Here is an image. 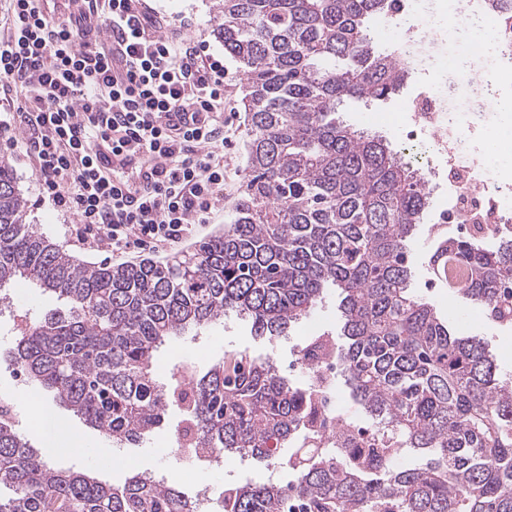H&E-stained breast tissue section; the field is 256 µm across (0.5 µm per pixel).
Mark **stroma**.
I'll return each instance as SVG.
<instances>
[{
    "mask_svg": "<svg viewBox=\"0 0 512 512\" xmlns=\"http://www.w3.org/2000/svg\"><path fill=\"white\" fill-rule=\"evenodd\" d=\"M218 0H144L145 9L152 12L158 22L168 29L205 42L209 54L224 62V115L233 122L234 136L231 145L224 149V198L218 204L209 224L200 229L196 237L182 243V250H189L207 240L211 235L231 223L235 209L241 199V184L247 166V145L250 131V115L245 111L242 100L246 84L235 61L226 58L223 45L215 38L213 29L217 22ZM400 97L381 101L369 106L353 102L342 112V119L354 128L380 135L404 160L419 161L427 165V158L421 157L416 143L404 135V119L400 109ZM0 157L6 158L17 177L19 186L27 200L26 223L34 225L66 252L93 264H120V257L101 252L74 241L66 226L70 219L41 199L38 181L32 160L24 149L11 146L5 137H0ZM448 199L442 195L431 198V204L418 225L411 242L413 284L416 292L434 306L437 313L448 319L466 336H478L489 343L496 356L499 372L503 379L512 381V327L499 325L488 318L480 306L454 298L447 288L432 286V276L427 266L428 253L433 246L429 237L430 227L438 211L446 208ZM11 292L14 309L0 317V396H13V421L16 430L28 440L32 448L43 453L47 462L57 469L79 471L95 469L99 479L110 485L122 484L130 469L151 472L157 478L193 493L195 486H209L213 497H220L225 487L252 481H289L290 476L279 465L252 458L240 459L229 456L223 468L200 465L190 454H178L171 447L173 438L181 423L178 407L169 406L163 425L156 429L136 448H116L97 431L84 423L60 404L49 391H39L36 399L45 413L65 418L72 429L91 446L89 454L83 455L71 450L68 442H60L58 451H51L48 435L34 423L28 414L30 402L24 381L19 380L10 362L11 351L22 321L35 319L60 308L56 297L40 294L25 282L15 283ZM336 289H329L326 298L313 312L309 321L295 324L288 338L268 341L255 336L248 321L230 317L222 325L213 327L197 337L182 336L169 341L158 354V372L171 375L191 369L206 371L224 354L244 352L254 358H271L280 374L292 381L302 382L301 373L294 371L296 349L310 342L315 334L336 333L340 327L337 310ZM206 345V355L196 353L197 345Z\"/></svg>",
    "mask_w": 512,
    "mask_h": 512,
    "instance_id": "1",
    "label": "stroma"
}]
</instances>
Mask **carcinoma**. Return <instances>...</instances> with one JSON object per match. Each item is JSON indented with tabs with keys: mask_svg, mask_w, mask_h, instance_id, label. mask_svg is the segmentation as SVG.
Wrapping results in <instances>:
<instances>
[{
	"mask_svg": "<svg viewBox=\"0 0 512 512\" xmlns=\"http://www.w3.org/2000/svg\"><path fill=\"white\" fill-rule=\"evenodd\" d=\"M394 0H219L215 35L249 93V165L232 223L167 264L89 265L24 222L27 200L0 159V300L24 279L66 304L18 332L13 360L117 448H133L183 407L180 431L200 461L236 454L270 461L286 484L224 488L216 512H512V385L485 342L459 336L412 288L408 242L429 192L422 174L381 139L336 120L348 101L401 93L397 61L366 22ZM435 276L512 324V224L494 247L437 238ZM340 290L336 357L344 383L405 447L303 448L308 386L270 360L229 352L165 385L166 340L234 313L257 336L282 335L325 289ZM411 450L420 467L398 464ZM0 512H197L196 498L148 473L107 485L58 471L0 409Z\"/></svg>",
	"mask_w": 512,
	"mask_h": 512,
	"instance_id": "1",
	"label": "carcinoma"
}]
</instances>
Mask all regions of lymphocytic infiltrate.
<instances>
[{
    "mask_svg": "<svg viewBox=\"0 0 512 512\" xmlns=\"http://www.w3.org/2000/svg\"><path fill=\"white\" fill-rule=\"evenodd\" d=\"M0 118L18 129L43 198L76 239L113 254L168 253L224 198V64L169 33L140 0H7Z\"/></svg>",
    "mask_w": 512,
    "mask_h": 512,
    "instance_id": "lymphocytic-infiltrate-1",
    "label": "lymphocytic infiltrate"
}]
</instances>
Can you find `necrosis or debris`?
<instances>
[{"label": "necrosis or debris", "instance_id": "4bbe7bcc", "mask_svg": "<svg viewBox=\"0 0 512 512\" xmlns=\"http://www.w3.org/2000/svg\"><path fill=\"white\" fill-rule=\"evenodd\" d=\"M512 5L499 0H395L393 17L402 21L390 50L415 82L403 101L407 136L432 147L437 162L424 175L428 188L448 192L438 216L439 230L488 236L512 223V178H503L482 144L495 134L489 116L512 74ZM494 31L497 56L488 59L468 38L474 27ZM297 368L308 383L325 380L319 394V435L335 446L346 426L334 383L341 375L336 356L299 353Z\"/></svg>", "mask_w": 512, "mask_h": 512}]
</instances>
